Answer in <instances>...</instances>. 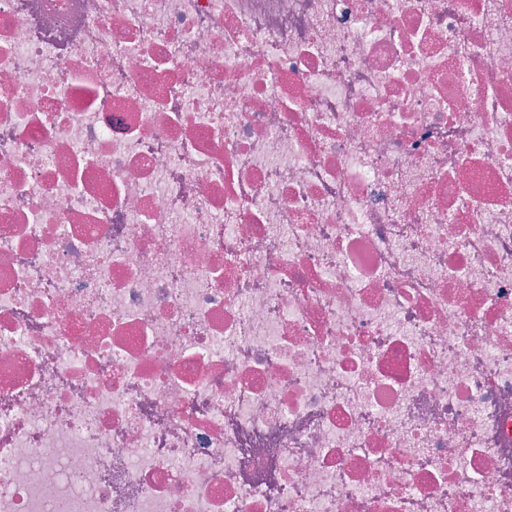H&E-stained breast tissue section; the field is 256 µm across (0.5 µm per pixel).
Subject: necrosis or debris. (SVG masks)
Instances as JSON below:
<instances>
[{"instance_id":"obj_1","label":"necrosis or debris","mask_w":512,"mask_h":512,"mask_svg":"<svg viewBox=\"0 0 512 512\" xmlns=\"http://www.w3.org/2000/svg\"><path fill=\"white\" fill-rule=\"evenodd\" d=\"M0 512H512V0H0Z\"/></svg>"}]
</instances>
